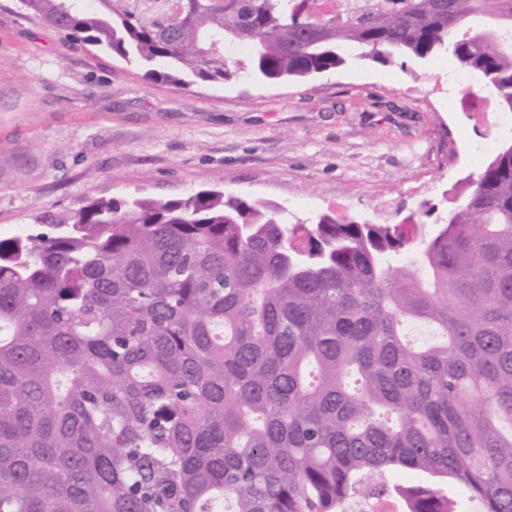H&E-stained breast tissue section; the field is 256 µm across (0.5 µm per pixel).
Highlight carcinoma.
<instances>
[{"mask_svg":"<svg viewBox=\"0 0 512 512\" xmlns=\"http://www.w3.org/2000/svg\"><path fill=\"white\" fill-rule=\"evenodd\" d=\"M19 2L150 77L444 52L512 112V0ZM467 189L429 233L211 190L0 232V512H512V143Z\"/></svg>","mask_w":512,"mask_h":512,"instance_id":"1","label":"carcinoma"}]
</instances>
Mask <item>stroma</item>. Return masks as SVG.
Returning <instances> with one entry per match:
<instances>
[{"mask_svg": "<svg viewBox=\"0 0 512 512\" xmlns=\"http://www.w3.org/2000/svg\"><path fill=\"white\" fill-rule=\"evenodd\" d=\"M459 65L347 66L286 83L179 85L82 47L0 0V232L45 230L96 198L216 189L297 217L436 224L497 131L459 104Z\"/></svg>", "mask_w": 512, "mask_h": 512, "instance_id": "obj_1", "label": "stroma"}]
</instances>
